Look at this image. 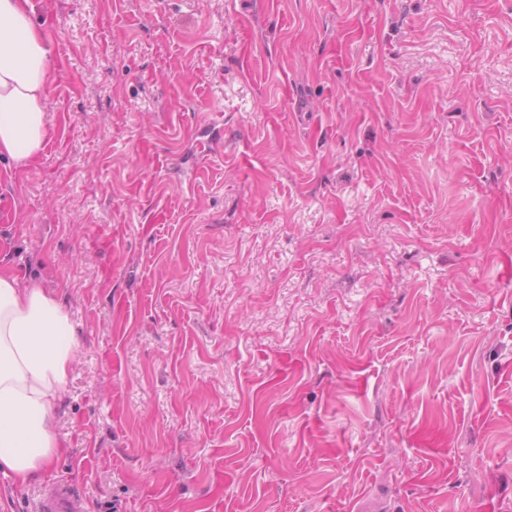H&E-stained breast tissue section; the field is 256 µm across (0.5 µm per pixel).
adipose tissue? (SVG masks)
<instances>
[{"label": "adipose tissue", "instance_id": "ef3b65f1", "mask_svg": "<svg viewBox=\"0 0 512 512\" xmlns=\"http://www.w3.org/2000/svg\"><path fill=\"white\" fill-rule=\"evenodd\" d=\"M34 0H0V159L36 165L54 64ZM79 333L54 292L0 265V473L38 478L64 448L55 420Z\"/></svg>", "mask_w": 512, "mask_h": 512}]
</instances>
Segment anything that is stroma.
I'll return each mask as SVG.
<instances>
[{
	"mask_svg": "<svg viewBox=\"0 0 512 512\" xmlns=\"http://www.w3.org/2000/svg\"><path fill=\"white\" fill-rule=\"evenodd\" d=\"M0 258L80 352L87 512H512V0H38Z\"/></svg>",
	"mask_w": 512,
	"mask_h": 512,
	"instance_id": "stroma-1",
	"label": "stroma"
}]
</instances>
